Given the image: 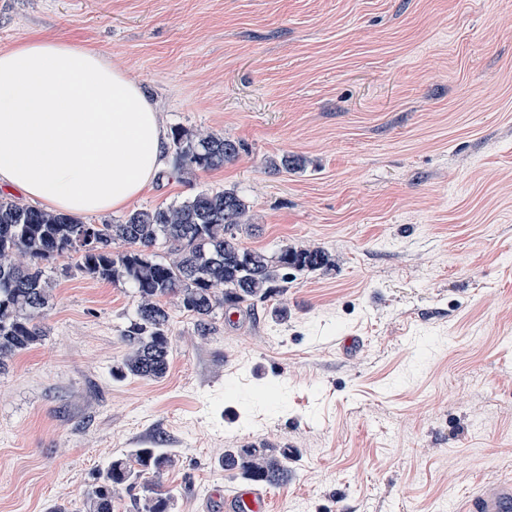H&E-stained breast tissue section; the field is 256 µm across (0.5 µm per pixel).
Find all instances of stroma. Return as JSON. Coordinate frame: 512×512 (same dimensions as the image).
I'll return each mask as SVG.
<instances>
[{"label": "stroma", "instance_id": "1", "mask_svg": "<svg viewBox=\"0 0 512 512\" xmlns=\"http://www.w3.org/2000/svg\"><path fill=\"white\" fill-rule=\"evenodd\" d=\"M36 33L99 50L169 128L241 143L131 208L234 187L245 246L336 265L205 336L171 307L167 375L118 381L131 289L55 259L46 337L0 374V512H80L143 447L175 456L174 512L260 441L290 451L271 512H443L512 475V0H0V49Z\"/></svg>", "mask_w": 512, "mask_h": 512}]
</instances>
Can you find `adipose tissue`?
Instances as JSON below:
<instances>
[{"label":"adipose tissue","instance_id":"adipose-tissue-1","mask_svg":"<svg viewBox=\"0 0 512 512\" xmlns=\"http://www.w3.org/2000/svg\"><path fill=\"white\" fill-rule=\"evenodd\" d=\"M167 154L161 112L98 50L48 36L0 49V194L73 216L114 213Z\"/></svg>","mask_w":512,"mask_h":512}]
</instances>
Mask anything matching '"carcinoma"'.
I'll return each mask as SVG.
<instances>
[{
	"label": "carcinoma",
	"instance_id": "1",
	"mask_svg": "<svg viewBox=\"0 0 512 512\" xmlns=\"http://www.w3.org/2000/svg\"><path fill=\"white\" fill-rule=\"evenodd\" d=\"M172 145L180 177L222 167L241 150L224 135L181 128L173 130ZM251 227L250 205L234 188L204 190L99 224L0 197V370L44 339L37 320L52 305L48 270L60 256L71 257L78 274L132 289L136 305L120 330L127 354L112 377L147 381L165 377L170 366L167 300L193 317L204 336L220 310L283 294L288 271L332 265L318 248L250 249L242 237ZM173 464L163 448L130 449L84 496L82 512H112L119 487L132 492L135 512H171L180 491L159 478Z\"/></svg>",
	"mask_w": 512,
	"mask_h": 512
}]
</instances>
